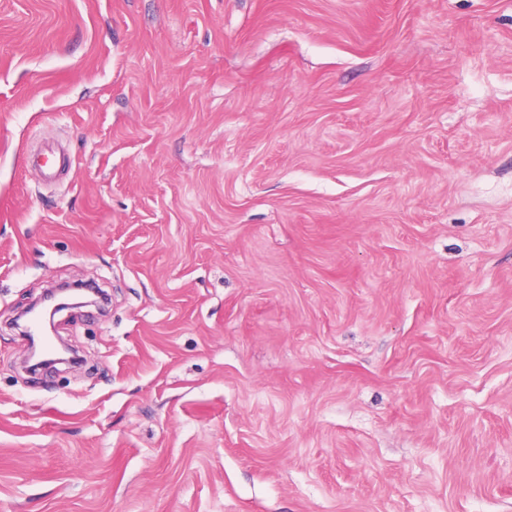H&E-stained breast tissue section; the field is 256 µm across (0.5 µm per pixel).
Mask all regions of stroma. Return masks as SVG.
Listing matches in <instances>:
<instances>
[{"instance_id": "35a3bbf8", "label": "stroma", "mask_w": 512, "mask_h": 512, "mask_svg": "<svg viewBox=\"0 0 512 512\" xmlns=\"http://www.w3.org/2000/svg\"><path fill=\"white\" fill-rule=\"evenodd\" d=\"M0 512H512V0H0Z\"/></svg>"}]
</instances>
